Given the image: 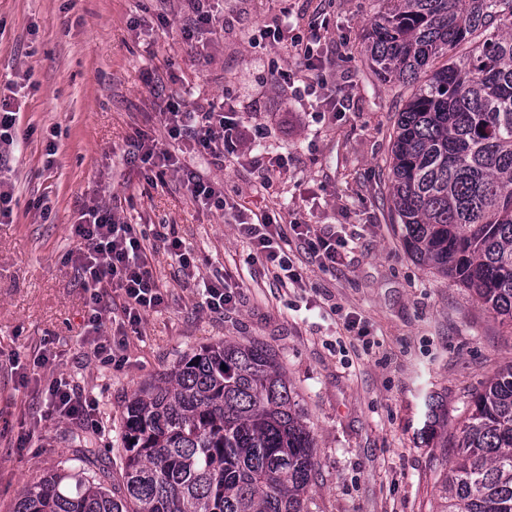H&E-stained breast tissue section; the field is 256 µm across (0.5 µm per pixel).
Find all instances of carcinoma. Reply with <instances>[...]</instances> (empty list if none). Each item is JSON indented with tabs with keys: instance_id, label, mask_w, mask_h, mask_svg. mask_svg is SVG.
Instances as JSON below:
<instances>
[{
	"instance_id": "obj_1",
	"label": "carcinoma",
	"mask_w": 512,
	"mask_h": 512,
	"mask_svg": "<svg viewBox=\"0 0 512 512\" xmlns=\"http://www.w3.org/2000/svg\"><path fill=\"white\" fill-rule=\"evenodd\" d=\"M387 81L420 84L394 123L390 197L417 261L512 326V0H379L363 31ZM120 495L92 436L71 472L21 490L14 512H303L316 443L284 369L224 342L139 389L122 422ZM439 512H512V364L470 401Z\"/></svg>"
}]
</instances>
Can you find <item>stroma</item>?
I'll list each match as a JSON object with an SVG mask.
<instances>
[{
	"mask_svg": "<svg viewBox=\"0 0 512 512\" xmlns=\"http://www.w3.org/2000/svg\"><path fill=\"white\" fill-rule=\"evenodd\" d=\"M376 9V0H224L223 36L197 52L157 24L181 20L186 0H0V77L28 76L22 122L34 128L13 162L21 205L0 224V512H13L23 487L70 468L71 430L86 429L119 461L133 392L186 353L225 341L270 349L298 395L317 448L304 512H436L438 478L455 454L447 442L472 393L512 363V327L413 259L392 222L390 135L410 90L369 66L362 31ZM136 18L144 24L134 29ZM277 21L289 37L317 42L322 68L269 48L260 29ZM281 68L302 81L275 83ZM164 94L232 101L247 142L223 167L197 169L247 209L336 234L343 262L322 267L288 234L305 285L281 288L228 215L200 209L176 176L149 186L122 148L136 128L159 126ZM268 153L287 156L286 168H257ZM98 187L116 215L144 225L167 299L125 333L104 322L108 361L94 351L87 294L67 257L83 195ZM40 197L49 218L27 207ZM165 228L194 250L202 277L234 287L223 314L199 307L156 236ZM59 377L93 401L88 421L47 418ZM429 394L440 414L430 432Z\"/></svg>",
	"mask_w": 512,
	"mask_h": 512,
	"instance_id": "1",
	"label": "stroma"
}]
</instances>
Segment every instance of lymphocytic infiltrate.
Wrapping results in <instances>:
<instances>
[{"instance_id":"1","label":"lymphocytic infiltrate","mask_w":512,"mask_h":512,"mask_svg":"<svg viewBox=\"0 0 512 512\" xmlns=\"http://www.w3.org/2000/svg\"><path fill=\"white\" fill-rule=\"evenodd\" d=\"M189 6L190 14L180 28L184 41L194 43L205 34H223L224 13L216 0H189ZM22 88V83L16 81L0 84L1 224L13 223L14 210L19 205L12 164L19 147ZM159 116L165 140H158L152 130H136L130 139L126 161L142 164L150 185L164 183L166 175L177 176L201 208L230 212L239 234L248 239L256 256L261 257L278 281L300 283L302 277L289 252L281 245L282 226L273 215L230 204L223 184L205 180L194 167L199 157L209 158L216 165L223 164L225 153L234 151L238 143L247 139L245 127L217 100L191 108L170 98ZM73 236L76 245L69 259L89 295L88 322L92 328H100L103 321L111 317L112 307L104 300L111 292L124 298L119 319L123 327L138 326L146 315L165 307L166 295L149 268V248L143 226L116 217L104 199L103 190H94L83 201L79 218L73 225ZM50 392L49 416L87 420L91 403L78 394L68 380L54 381Z\"/></svg>"}]
</instances>
